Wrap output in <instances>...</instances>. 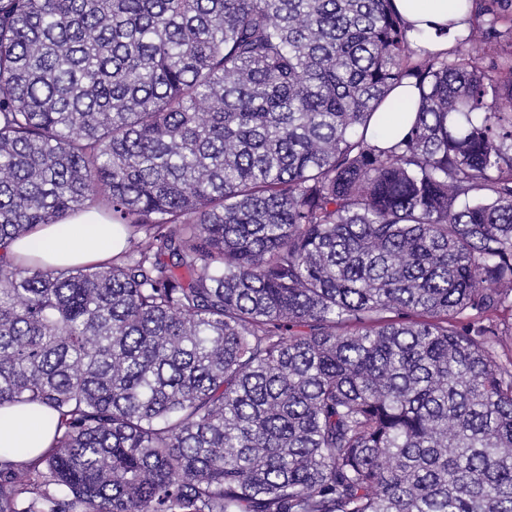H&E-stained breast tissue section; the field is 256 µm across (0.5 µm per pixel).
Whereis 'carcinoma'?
Segmentation results:
<instances>
[{
	"instance_id": "obj_1",
	"label": "carcinoma",
	"mask_w": 512,
	"mask_h": 512,
	"mask_svg": "<svg viewBox=\"0 0 512 512\" xmlns=\"http://www.w3.org/2000/svg\"><path fill=\"white\" fill-rule=\"evenodd\" d=\"M464 5L0 0V407L58 418L0 512H512V0ZM93 206L111 260L11 256ZM459 2L461 0H394V7L410 26L408 34L415 50H448L456 38L468 32V16ZM450 22L455 24L448 27ZM439 32L446 34L440 36ZM410 80L402 81L385 101L376 109L370 123L369 135L381 146H387L397 139L403 130L407 117L416 111L417 90Z\"/></svg>"
}]
</instances>
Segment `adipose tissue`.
<instances>
[{"label": "adipose tissue", "mask_w": 512, "mask_h": 512, "mask_svg": "<svg viewBox=\"0 0 512 512\" xmlns=\"http://www.w3.org/2000/svg\"><path fill=\"white\" fill-rule=\"evenodd\" d=\"M460 0H394V7L409 25V37L415 50H446L468 32V16ZM418 93L410 81L395 87L376 109L369 133L375 142L388 145L397 139L407 117L414 114ZM43 251L54 267H72L87 262L108 260L123 247L113 226L102 221L90 209L59 224L38 226L11 249L26 256L29 247ZM55 418L47 410L30 411L26 406L0 408V449L24 448L29 457H37L50 448Z\"/></svg>", "instance_id": "adipose-tissue-1"}]
</instances>
